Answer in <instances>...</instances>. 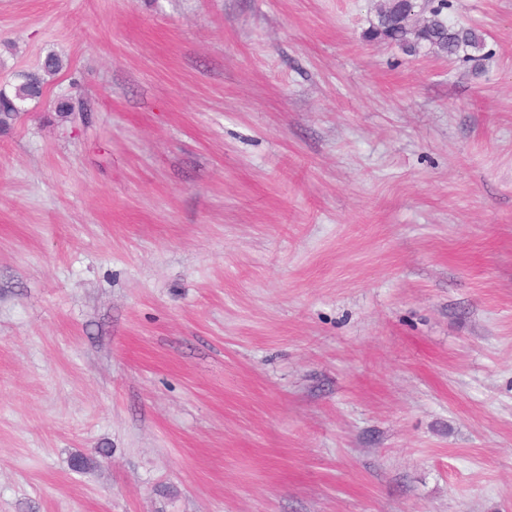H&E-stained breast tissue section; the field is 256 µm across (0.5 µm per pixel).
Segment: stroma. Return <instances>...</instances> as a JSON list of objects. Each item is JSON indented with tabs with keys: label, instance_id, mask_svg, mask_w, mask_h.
I'll list each match as a JSON object with an SVG mask.
<instances>
[{
	"label": "stroma",
	"instance_id": "1",
	"mask_svg": "<svg viewBox=\"0 0 512 512\" xmlns=\"http://www.w3.org/2000/svg\"><path fill=\"white\" fill-rule=\"evenodd\" d=\"M450 4L481 66L0 0V89L66 63L0 136V512H512V0ZM56 111L73 125L83 124L88 112H91L87 101L82 98H64L57 103Z\"/></svg>",
	"mask_w": 512,
	"mask_h": 512
}]
</instances>
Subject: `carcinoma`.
Instances as JSON below:
<instances>
[{
    "label": "carcinoma",
    "instance_id": "obj_1",
    "mask_svg": "<svg viewBox=\"0 0 512 512\" xmlns=\"http://www.w3.org/2000/svg\"><path fill=\"white\" fill-rule=\"evenodd\" d=\"M449 0H380L376 21L368 38L398 46L407 55L422 52L452 60L460 55L470 61L483 59L484 38L481 32L458 22L445 13ZM63 60L50 54L38 70L18 74L11 92L0 90V133H6L22 111V104L42 95L47 78L58 74ZM56 111L73 125L82 124L90 109L82 98H64Z\"/></svg>",
    "mask_w": 512,
    "mask_h": 512
}]
</instances>
